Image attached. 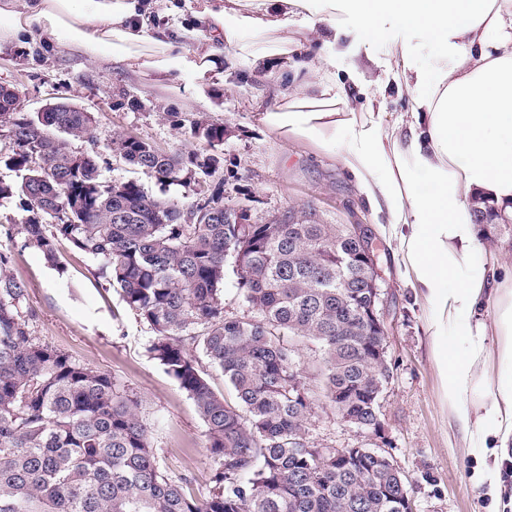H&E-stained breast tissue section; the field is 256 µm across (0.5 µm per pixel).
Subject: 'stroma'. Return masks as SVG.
I'll use <instances>...</instances> for the list:
<instances>
[{
	"instance_id": "obj_1",
	"label": "stroma",
	"mask_w": 512,
	"mask_h": 512,
	"mask_svg": "<svg viewBox=\"0 0 512 512\" xmlns=\"http://www.w3.org/2000/svg\"><path fill=\"white\" fill-rule=\"evenodd\" d=\"M344 34L336 45L333 70L346 84L354 106L367 96L382 101L383 124L392 126L409 111L411 95L398 86L388 46L404 42L416 68L429 69L435 50L398 21L387 20L380 38L358 44L354 19L337 12ZM214 95L196 100L160 90L106 57L69 50L35 34L0 49V84L18 90L23 111L69 102L94 115L90 140H76L75 151L97 149L107 178L137 180L158 193L153 177L113 156L114 136L132 135L169 151H198L218 157L217 179L224 182V204L243 207L250 224H365L379 245V309L386 320V356L391 377L381 396L383 431L372 436L345 422L314 395L309 435L320 447L375 448L384 452L408 483L413 512H486L484 491L470 480L474 463L459 433L450 426L439 398L437 372L429 354L426 312L397 256V243L382 225L385 214L367 202L340 155L351 144L339 131L336 146L321 150L284 141L261 121L272 107L269 78L235 72ZM223 125L224 142L211 148L190 135L193 122ZM11 274L23 281L25 320L33 336L113 380L142 403L150 442L168 476L185 478L196 496L209 495L214 463L205 445V426L192 399L147 351L151 332L125 308L119 294L96 273L88 256L60 243L59 266L23 247L20 239L0 237Z\"/></svg>"
}]
</instances>
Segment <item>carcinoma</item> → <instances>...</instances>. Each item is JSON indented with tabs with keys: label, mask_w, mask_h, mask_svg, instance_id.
Here are the masks:
<instances>
[{
	"label": "carcinoma",
	"mask_w": 512,
	"mask_h": 512,
	"mask_svg": "<svg viewBox=\"0 0 512 512\" xmlns=\"http://www.w3.org/2000/svg\"><path fill=\"white\" fill-rule=\"evenodd\" d=\"M90 112H0L11 144L0 200H20L4 228L57 265V244L99 263V274L152 331L148 351L194 401L206 427L214 489L199 499L159 467L137 397L31 335L25 284L0 253V512H408L409 489L384 454L319 448L309 436L311 387L343 420L373 432V402L388 363L373 349L385 337L360 324L372 288L353 255L360 244L342 224H226L222 182H209L183 208L134 179L104 177L98 152L73 151ZM190 135L214 148L224 126L198 121ZM110 149L160 185L196 170L216 173L197 151L166 152L132 136ZM498 208H473L485 227ZM250 309L224 316L225 266ZM287 336L291 344L284 345ZM314 344L309 371L295 354ZM224 373L231 398L216 393L201 359Z\"/></svg>",
	"instance_id": "carcinoma-1"
}]
</instances>
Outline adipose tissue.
Segmentation results:
<instances>
[{"mask_svg":"<svg viewBox=\"0 0 512 512\" xmlns=\"http://www.w3.org/2000/svg\"><path fill=\"white\" fill-rule=\"evenodd\" d=\"M153 10L152 0H0V44L47 34L194 97L225 81L228 51L251 74L291 70L262 120L327 149L349 130L341 162L388 217L424 304L442 405L476 464L475 484L498 496L512 463V274L497 279L470 199L512 212V0H205L175 34L153 25ZM340 10L365 40L394 18L436 49L420 70L391 43L412 100L391 129L354 111L331 72ZM488 297L489 322L478 316Z\"/></svg>","mask_w":512,"mask_h":512,"instance_id":"adipose-tissue-1","label":"adipose tissue"}]
</instances>
